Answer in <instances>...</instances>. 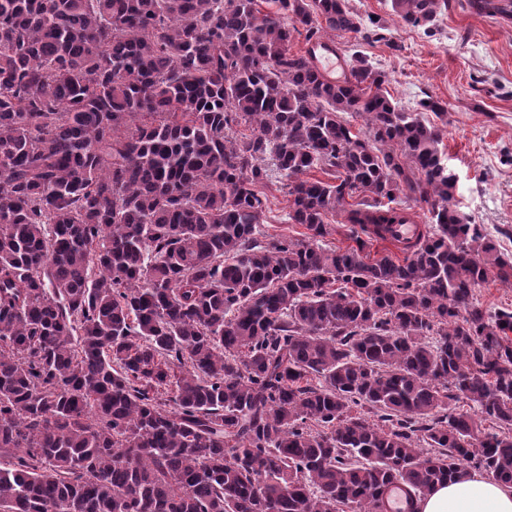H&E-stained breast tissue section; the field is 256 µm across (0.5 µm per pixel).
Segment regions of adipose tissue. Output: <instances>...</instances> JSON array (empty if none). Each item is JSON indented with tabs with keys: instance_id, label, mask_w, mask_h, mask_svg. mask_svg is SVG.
Here are the masks:
<instances>
[{
	"instance_id": "adipose-tissue-1",
	"label": "adipose tissue",
	"mask_w": 512,
	"mask_h": 512,
	"mask_svg": "<svg viewBox=\"0 0 512 512\" xmlns=\"http://www.w3.org/2000/svg\"><path fill=\"white\" fill-rule=\"evenodd\" d=\"M419 512H512V487L479 474L436 486L418 502Z\"/></svg>"
}]
</instances>
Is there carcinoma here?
Listing matches in <instances>:
<instances>
[{"label": "carcinoma", "mask_w": 512, "mask_h": 512, "mask_svg": "<svg viewBox=\"0 0 512 512\" xmlns=\"http://www.w3.org/2000/svg\"><path fill=\"white\" fill-rule=\"evenodd\" d=\"M444 2L391 5L429 36ZM326 30L366 27L347 0H0V512L512 485V311L475 298L512 262L452 204L444 106L291 52ZM278 176L302 239L260 238ZM401 194L429 205L403 259L324 243L337 214L384 238Z\"/></svg>", "instance_id": "obj_1"}]
</instances>
